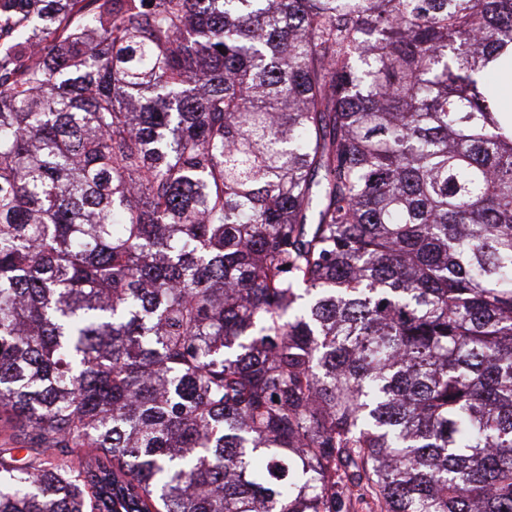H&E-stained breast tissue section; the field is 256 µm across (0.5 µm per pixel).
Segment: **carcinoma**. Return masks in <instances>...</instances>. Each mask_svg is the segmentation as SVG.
Wrapping results in <instances>:
<instances>
[{"label":"carcinoma","mask_w":512,"mask_h":512,"mask_svg":"<svg viewBox=\"0 0 512 512\" xmlns=\"http://www.w3.org/2000/svg\"><path fill=\"white\" fill-rule=\"evenodd\" d=\"M510 49L512 0H0V512H512Z\"/></svg>","instance_id":"cac0c4a2"}]
</instances>
